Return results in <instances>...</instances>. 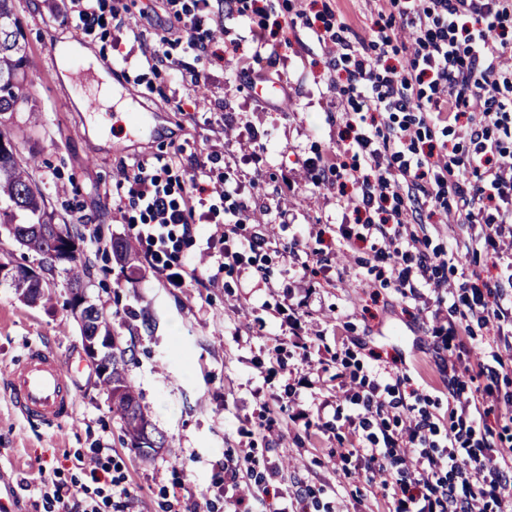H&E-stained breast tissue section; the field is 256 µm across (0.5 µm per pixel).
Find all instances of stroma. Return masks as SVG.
Masks as SVG:
<instances>
[{
    "mask_svg": "<svg viewBox=\"0 0 512 512\" xmlns=\"http://www.w3.org/2000/svg\"><path fill=\"white\" fill-rule=\"evenodd\" d=\"M396 0H237L226 12L220 0H97L96 19L48 12L44 0H16L28 57L26 80L35 115L14 114L7 130L21 152L34 151L35 180L48 205L84 239L79 247L93 264L85 281L88 301L109 318L127 350V373L140 405L167 447L143 458L128 445L122 422L86 359L62 271L47 274L49 305L23 301L0 286V378L29 347H50L74 368V418L58 427L30 424L14 408L0 382V512H58L54 484L97 497L91 471L104 463L129 493L127 512H235L247 495L254 512H393L397 474H372L353 452L344 419L327 410L324 427L293 425L280 416L267 425L263 403L310 405L330 397L329 387L300 388L307 367L289 343L287 317H297L304 336L354 372L358 382H379L378 369L403 359L400 395L416 411L432 415L438 444L448 430L447 389L437 367L436 330L466 321L462 339L468 368L456 397L482 399L493 442L512 453V366L497 368L495 382L480 376L497 367L499 347L477 317L460 318L475 291L493 285L494 250L482 242L481 224L445 223L441 201L420 196L428 253L456 250L438 276L451 291L444 302L403 297L391 266L375 261L369 245L339 246V224L358 233L347 205L351 190L335 173L311 161L335 150L358 122L343 112L346 61L331 63L319 34L351 29L350 39L369 45L371 56L399 66L416 44L384 43L383 30L397 14ZM197 17L212 33L208 53L184 42L167 50L179 70L150 63L145 51L174 25L176 16ZM264 30L273 45L255 53L253 36ZM95 53L118 91L101 95V80L65 85L72 58ZM208 75L197 87L194 72ZM270 73L276 94L259 99L255 72ZM152 111L155 137L130 126L136 107ZM180 160L159 172L161 185L187 182L194 158L205 155L225 183L241 185L253 211L243 235L270 231L263 250L247 253L241 266H223L219 242L209 236L224 224L228 203L206 197L209 222L192 234L174 227L157 245L140 236L139 211L121 207L129 185L123 168L155 167L157 156ZM287 208V223L275 216ZM133 241L140 269L123 271L110 242ZM190 262L182 287L171 286L149 266L151 253ZM492 397H484L485 386ZM232 465L239 483L224 477Z\"/></svg>",
    "mask_w": 512,
    "mask_h": 512,
    "instance_id": "35a3bbf8",
    "label": "stroma"
}]
</instances>
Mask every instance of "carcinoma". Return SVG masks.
<instances>
[{
	"instance_id": "obj_1",
	"label": "carcinoma",
	"mask_w": 512,
	"mask_h": 512,
	"mask_svg": "<svg viewBox=\"0 0 512 512\" xmlns=\"http://www.w3.org/2000/svg\"><path fill=\"white\" fill-rule=\"evenodd\" d=\"M14 0H0V139L6 138L1 126L16 112H29L31 93L24 84L22 71L27 58L23 28L14 13ZM9 148L0 149V237L5 236L40 256L57 251L56 264L46 268L53 272L58 265H65L70 292L84 288V278L90 276V266L80 258L77 242L83 239L76 226L56 223V214L48 210L46 194L32 177L34 154L20 155L12 139ZM76 242L69 253L57 250L55 242L61 235ZM112 253L124 263L136 259V251L128 240L116 239L111 243ZM45 275L35 276L26 285H16L24 298L37 301L45 297ZM86 316L79 322L81 335H112L106 315L92 304L86 305ZM126 349L112 345L111 367L102 378L106 391L112 394V410L124 424L130 446L133 448H165L164 436L144 414L134 386L125 373Z\"/></svg>"
}]
</instances>
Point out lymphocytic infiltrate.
Returning a JSON list of instances; mask_svg holds the SVG:
<instances>
[{"label":"lymphocytic infiltrate","mask_w":512,"mask_h":512,"mask_svg":"<svg viewBox=\"0 0 512 512\" xmlns=\"http://www.w3.org/2000/svg\"><path fill=\"white\" fill-rule=\"evenodd\" d=\"M511 15L512 0H404L397 31L414 35L422 57L385 69L375 59L357 57L347 83L362 106L370 112H411L415 119L386 133L377 126H353L351 136L318 159V167L341 172L355 189L354 212H383L391 194L430 184L455 202L447 211L449 223L486 225L490 245L512 237V149L505 145L512 140V45L502 25ZM423 83L435 97L415 95ZM436 122L457 128L473 144L472 153L433 145L417 149L420 127ZM386 151L399 158L397 172L383 169ZM349 152L362 158V166L342 167L340 157ZM471 171L481 172L480 182L468 180ZM125 180L131 205L148 224V239L161 242L170 226L190 232L204 222L206 215L194 201L214 181L205 163L197 164L181 206L144 165ZM220 196L231 202L219 233L224 265L231 268L241 263L244 251L262 249L269 239L262 234L239 238L238 227L249 218L247 205L232 201L230 190ZM494 264L500 276L493 301L480 294L469 306L492 324L512 316V299L504 293L512 288V255L497 251ZM435 270L432 257L420 254L415 267L399 271L398 290L414 299L426 290L443 294ZM382 374V386L351 396L346 421L373 473L383 476L395 463L406 464L394 512H512V456L495 451L489 431L471 420L466 439L450 437L446 451L434 454L437 426L431 415L411 417L410 406L396 395L402 368L386 367Z\"/></svg>","instance_id":"f902f5d3"}]
</instances>
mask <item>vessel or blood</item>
I'll return each mask as SVG.
<instances>
[{"mask_svg": "<svg viewBox=\"0 0 512 512\" xmlns=\"http://www.w3.org/2000/svg\"><path fill=\"white\" fill-rule=\"evenodd\" d=\"M6 383L15 407L26 419L58 426L73 415L69 372L47 347H30L8 373Z\"/></svg>", "mask_w": 512, "mask_h": 512, "instance_id": "1", "label": "vessel or blood"}]
</instances>
